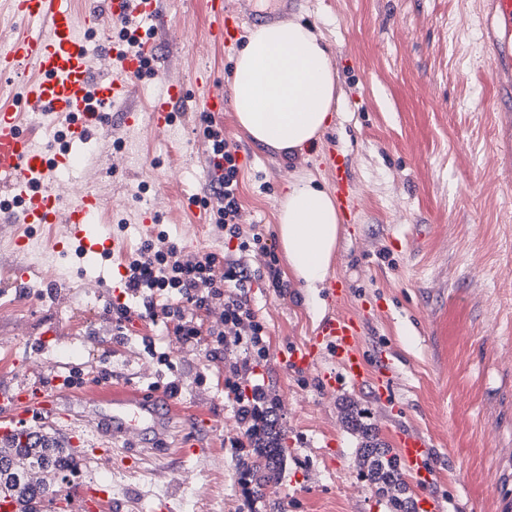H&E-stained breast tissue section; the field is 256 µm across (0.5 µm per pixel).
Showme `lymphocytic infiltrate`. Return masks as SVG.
Instances as JSON below:
<instances>
[{"label": "lymphocytic infiltrate", "mask_w": 512, "mask_h": 512, "mask_svg": "<svg viewBox=\"0 0 512 512\" xmlns=\"http://www.w3.org/2000/svg\"><path fill=\"white\" fill-rule=\"evenodd\" d=\"M202 137L211 165L208 193L202 204L212 224L223 230L225 238L237 240L235 252L186 255L178 243L166 234L147 237L126 264L124 302L112 305V334L125 339L133 318L172 328L184 341L194 342L208 336L214 353L230 350L238 359L230 364L231 379L225 380V396L232 403L234 417L242 429L233 447L243 448L254 440L264 423L261 404L265 390L262 384L243 388L236 376L248 371L252 364L267 358L269 342L265 324L251 306L253 283L261 281L276 291H286L276 257L261 234H247L240 224L241 201L238 174L240 166L224 136V128L211 113L200 115ZM267 254L264 270L247 266L249 253ZM223 265L222 275H215L216 265ZM223 305V329L204 326L200 316L213 300Z\"/></svg>", "instance_id": "obj_1"}]
</instances>
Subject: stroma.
I'll use <instances>...</instances> for the list:
<instances>
[{
    "instance_id": "1",
    "label": "stroma",
    "mask_w": 512,
    "mask_h": 512,
    "mask_svg": "<svg viewBox=\"0 0 512 512\" xmlns=\"http://www.w3.org/2000/svg\"><path fill=\"white\" fill-rule=\"evenodd\" d=\"M240 33L259 18L308 24L327 43L336 74L334 121L316 146L293 155L253 142L234 112L219 122L238 153L243 228L263 234L272 250L278 202L288 180L307 175L332 189L330 152L344 156L357 210L341 223L329 274L350 293L313 310L302 289L253 288L252 305L267 328L269 354L254 376L279 402L278 428L287 450L281 480L255 506L239 485L243 453L230 441L238 425L224 400V364L208 340L182 342L134 320L124 341L112 336L108 297L92 284L123 274L126 255L102 260L55 257L43 264L8 244L18 222L0 218V384L32 364L44 371H97L105 384L148 388L164 375L145 352L154 337L182 379L167 449L148 435L112 451L111 466L79 454V472L62 486L67 512H83L90 485L104 488L98 512H390L386 498L358 476L361 438L343 422L355 401L369 409L378 437L396 447L417 432L430 444L432 480L405 474L413 499L432 494L449 512H512V135L496 112L489 55L477 17L479 0H228ZM206 0H171V28L160 38L158 64L191 82L211 68L230 88L237 56L207 35ZM158 86L135 81L138 126L108 123L89 143L62 199L79 189L102 203L107 225L135 252L147 232L181 242L187 255L223 254L224 235L195 205L208 176L197 117L203 94L183 103L174 133L152 127L147 113ZM151 209L159 223L143 228ZM29 274L26 287L14 281ZM336 313L361 323L368 375L353 385L322 384L336 366L324 350L305 370L286 367L288 349L314 336ZM219 422L210 429L199 414ZM203 442L202 456L181 454L182 442Z\"/></svg>"
}]
</instances>
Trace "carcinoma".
Masks as SVG:
<instances>
[{
  "label": "carcinoma",
  "instance_id": "carcinoma-1",
  "mask_svg": "<svg viewBox=\"0 0 512 512\" xmlns=\"http://www.w3.org/2000/svg\"><path fill=\"white\" fill-rule=\"evenodd\" d=\"M263 405L266 425L255 438L254 453L240 462L241 471L254 484L253 492L260 497L279 482L286 452L276 432L278 403L267 394ZM368 419V409L356 403L348 406L347 425L363 438L356 450L360 476L387 498L391 512H412L413 500L408 496L400 460L378 438ZM78 467L73 449L53 437L20 429L10 440L0 442V498H12L20 512H41L44 503L57 497V486L71 483Z\"/></svg>",
  "mask_w": 512,
  "mask_h": 512
}]
</instances>
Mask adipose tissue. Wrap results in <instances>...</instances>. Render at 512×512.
<instances>
[{"label": "adipose tissue", "instance_id": "ef3b65f1", "mask_svg": "<svg viewBox=\"0 0 512 512\" xmlns=\"http://www.w3.org/2000/svg\"><path fill=\"white\" fill-rule=\"evenodd\" d=\"M232 102L243 132L291 154L313 147L330 120L336 75L330 51L297 21L252 29L235 59ZM340 224L333 198L312 178L288 185L278 209V240L288 273L318 298L337 251Z\"/></svg>", "mask_w": 512, "mask_h": 512}]
</instances>
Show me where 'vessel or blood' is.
<instances>
[{
	"label": "vessel or blood",
	"instance_id": "1",
	"mask_svg": "<svg viewBox=\"0 0 512 512\" xmlns=\"http://www.w3.org/2000/svg\"><path fill=\"white\" fill-rule=\"evenodd\" d=\"M12 16L21 26L0 38V77L22 78L17 98L18 111L0 109V192L16 200L15 214L20 223L54 227L66 225L64 235L51 237L54 253L65 256L112 255L116 237L91 234L88 225L99 209L98 196L84 190L70 203H62L55 185L59 171L75 164L69 149L58 145L38 147L26 125L27 120L49 117L63 119V131L70 143L88 142L111 119L112 109H120L127 127L140 122V115L128 105L132 82L137 79L143 58L158 51L155 37H144L140 55L127 52L112 35L113 24L123 21L148 22L152 27L165 23L163 0H93L83 14H76L75 0H5ZM210 36L215 43L232 47L239 35V18L226 0H208ZM481 26L492 59L498 97L512 99V0H481ZM101 47L117 64L116 71L95 72L94 47ZM155 78L160 91L151 106V121L163 131L174 123L173 105L184 100L190 87L205 90V111L219 114L227 105L223 91L214 89L208 67L196 70L192 85L168 78L159 69ZM336 173L337 195L346 215H353L351 180L346 163L332 157ZM361 326L353 317L338 314L319 327L314 339L292 347L286 363L295 369L309 368L321 354L322 342H331L336 352L339 374L323 376L325 388L336 386L337 379L362 382L368 364L359 347ZM64 378L59 372L33 370L31 378L18 386L0 389V434L12 433L20 422L40 415L62 418L57 407V388ZM86 402L112 408V425L104 427L92 421L83 426L96 437L95 447L107 455L113 445L137 431L162 436L166 418L172 413L170 401L161 394L144 393L132 388L113 389L90 381L83 392ZM406 469L427 476L429 444L417 434H406L397 443Z\"/></svg>",
	"mask_w": 512,
	"mask_h": 512
}]
</instances>
